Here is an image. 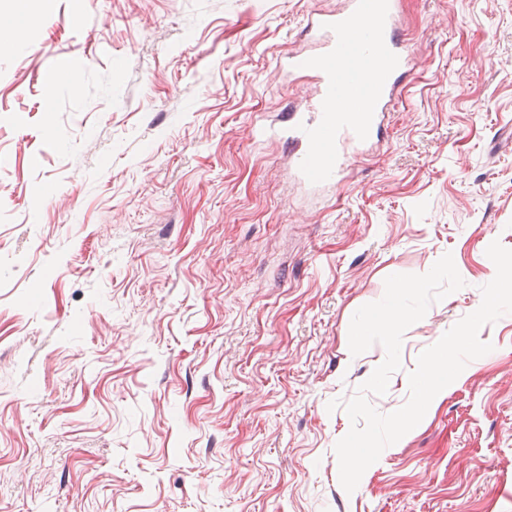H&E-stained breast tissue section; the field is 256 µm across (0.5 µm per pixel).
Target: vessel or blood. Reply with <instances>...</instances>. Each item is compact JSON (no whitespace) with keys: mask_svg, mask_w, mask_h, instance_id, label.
I'll use <instances>...</instances> for the list:
<instances>
[{"mask_svg":"<svg viewBox=\"0 0 512 512\" xmlns=\"http://www.w3.org/2000/svg\"><path fill=\"white\" fill-rule=\"evenodd\" d=\"M311 45L278 61L289 81L308 74L315 94L280 125L254 123L253 139L278 140L294 154L293 174L312 187H332L376 142L414 58L402 40L398 0H344L311 14Z\"/></svg>","mask_w":512,"mask_h":512,"instance_id":"vessel-or-blood-1","label":"vessel or blood"}]
</instances>
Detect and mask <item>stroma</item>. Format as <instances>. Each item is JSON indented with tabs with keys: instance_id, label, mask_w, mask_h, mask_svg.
Listing matches in <instances>:
<instances>
[{
	"instance_id": "stroma-1",
	"label": "stroma",
	"mask_w": 512,
	"mask_h": 512,
	"mask_svg": "<svg viewBox=\"0 0 512 512\" xmlns=\"http://www.w3.org/2000/svg\"><path fill=\"white\" fill-rule=\"evenodd\" d=\"M340 4L0 0V512H512V313L353 493L335 452L386 357L350 356L355 311L448 252L465 282L387 414L512 249V0H400L413 74L316 193L250 127L303 103L277 59Z\"/></svg>"
}]
</instances>
